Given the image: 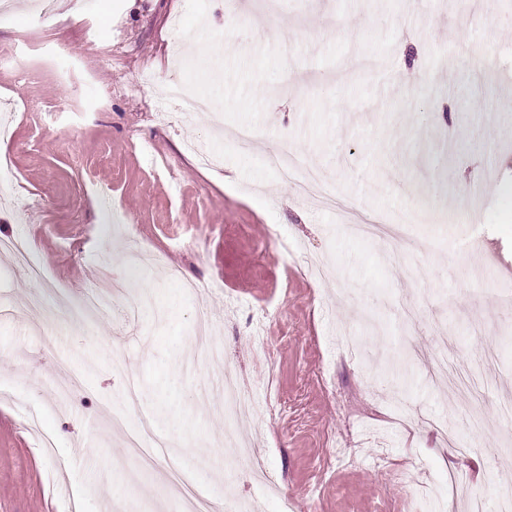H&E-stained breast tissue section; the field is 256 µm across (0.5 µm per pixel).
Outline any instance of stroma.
I'll list each match as a JSON object with an SVG mask.
<instances>
[{"label": "stroma", "instance_id": "stroma-1", "mask_svg": "<svg viewBox=\"0 0 512 512\" xmlns=\"http://www.w3.org/2000/svg\"><path fill=\"white\" fill-rule=\"evenodd\" d=\"M12 2L0 22V50L14 56L0 64V117L14 131L0 145L14 174L0 183V240L26 241L46 278L0 260V512H67L74 495L81 512H107L116 488L129 512H185L161 475L172 459L213 503L247 499L257 512H446L453 472L488 506L512 495L500 405L512 393V307L500 305L512 291V7L278 0L272 24L258 0L230 13L218 0H89L84 17L65 0L47 15ZM440 56L449 74L400 83L405 65ZM174 81L215 113L163 121ZM242 126L293 144L348 221L298 197L263 152L237 149ZM198 151L218 166H199ZM397 223L415 253L350 230ZM274 229L293 251L269 240ZM132 240L196 290L131 267ZM116 278L142 284L137 319L114 308ZM88 290L103 314L73 326L56 298ZM203 310L213 334L202 340ZM443 336L470 393L429 379ZM228 371L251 398L244 428L278 493L221 453ZM173 397L190 430L158 417ZM472 397L489 429L470 424ZM20 398L54 452L21 420ZM116 413L130 431L151 417L167 440L153 468L113 434ZM434 417L474 456L444 447Z\"/></svg>", "mask_w": 512, "mask_h": 512}]
</instances>
